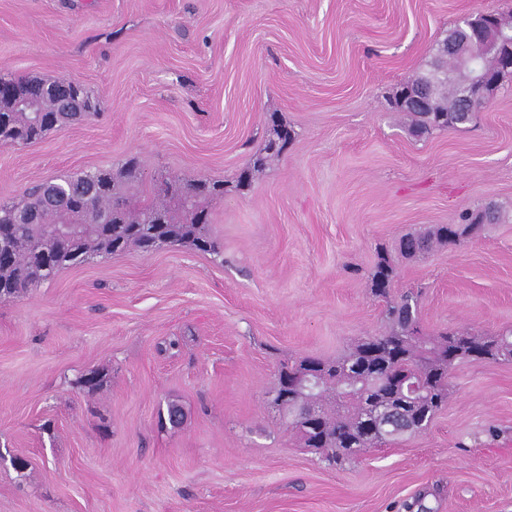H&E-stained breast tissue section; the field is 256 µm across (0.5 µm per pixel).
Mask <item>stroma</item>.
<instances>
[{"mask_svg":"<svg viewBox=\"0 0 512 512\" xmlns=\"http://www.w3.org/2000/svg\"><path fill=\"white\" fill-rule=\"evenodd\" d=\"M510 8L0 0V72L80 82L100 106L0 145V202L130 158L140 206L167 180L224 184L208 202L223 259L164 244L0 301V512H512V361L456 362L427 429L343 465L304 448L274 402L282 365L384 330L382 252L423 333L512 332V77L458 129L414 136L391 106L464 16ZM274 114L294 136L240 186ZM490 202L501 222L400 255L405 235ZM170 402L184 423L163 430ZM394 276L395 267L392 260L385 255H379L370 279L372 293L377 297L389 299Z\"/></svg>","mask_w":512,"mask_h":512,"instance_id":"obj_1","label":"stroma"}]
</instances>
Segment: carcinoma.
Returning a JSON list of instances; mask_svg holds the SVG:
<instances>
[{
	"mask_svg": "<svg viewBox=\"0 0 512 512\" xmlns=\"http://www.w3.org/2000/svg\"><path fill=\"white\" fill-rule=\"evenodd\" d=\"M456 93L457 87L444 81L435 87V100L446 106ZM18 97L32 99L36 111L15 107ZM2 114L6 115L18 141H26L34 133L40 138L58 126L91 116L76 109L59 111L53 98L12 75H0ZM409 116L411 133L418 137L434 130L460 128L472 120L469 112H411ZM270 121L273 137L240 174L242 186L262 173L269 159L281 155L292 139V130L277 116H270ZM136 178L138 165L131 158L117 177L110 170L99 179L94 171L81 172L33 186L21 203H1L0 299L18 297L28 288L52 279L67 266L100 254L115 255L130 249L147 251L155 239L188 244L204 253L221 256L219 244L209 233L206 200L222 192L224 183L201 180L187 185L167 183L158 201L140 208L124 197L126 184ZM154 212L163 213L165 223H146L148 215ZM22 213L29 216L28 222L17 221ZM505 217L498 207L479 219L466 216L470 223L462 227L450 224L408 234L400 241V254L412 257L434 244H452L480 225L496 224ZM394 276L392 260L379 255L370 284L375 296L389 300L388 327L384 333L361 339L350 353L334 361L308 357L291 365L293 370L311 366L314 378L319 380V385L306 396L321 406L327 402L336 405L330 411L321 409L314 422L297 424L304 447L325 448L337 458L338 448H349L354 456L401 438L405 433L402 419L384 420V426L369 436L362 431L361 417L370 399L398 400L400 376L405 373L432 391L431 397L424 398L415 410L418 427L425 428L448 397V371L453 363L470 360L471 351L491 355L493 342L479 336L420 335L416 302L407 295L390 300ZM183 420L184 413L175 403L168 405L167 415H159L163 427H177Z\"/></svg>",
	"mask_w": 512,
	"mask_h": 512,
	"instance_id": "carcinoma-1",
	"label": "carcinoma"
}]
</instances>
